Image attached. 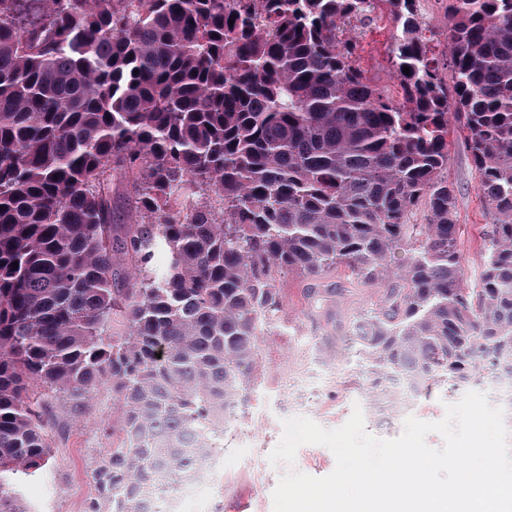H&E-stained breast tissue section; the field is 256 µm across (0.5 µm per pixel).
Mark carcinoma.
Listing matches in <instances>:
<instances>
[{"label":"carcinoma","mask_w":512,"mask_h":512,"mask_svg":"<svg viewBox=\"0 0 512 512\" xmlns=\"http://www.w3.org/2000/svg\"><path fill=\"white\" fill-rule=\"evenodd\" d=\"M381 3L399 102L355 59ZM447 13L441 60L417 0H0V512H28L20 480L52 460L29 389L79 413L104 377L120 416L85 512H158L288 322L289 274L312 305L338 269L385 281L350 335L375 370L512 374V0ZM451 115L494 216L477 288ZM117 172L140 218L120 239Z\"/></svg>","instance_id":"carcinoma-1"}]
</instances>
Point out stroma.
Masks as SVG:
<instances>
[{
    "label": "stroma",
    "mask_w": 512,
    "mask_h": 512,
    "mask_svg": "<svg viewBox=\"0 0 512 512\" xmlns=\"http://www.w3.org/2000/svg\"><path fill=\"white\" fill-rule=\"evenodd\" d=\"M395 29L388 20L372 25L358 40L357 64L366 82L387 88L392 97L401 90L389 58ZM448 180L456 193L460 250L468 271L466 287L476 285L481 266L480 231L491 215L478 191V175L457 132L448 136ZM379 284L347 283L323 309L309 306L305 286L293 275L282 280L288 322L265 330L255 367L257 383L238 400V416L216 434L210 466L191 485H177L167 494L163 512H229L232 501H244L248 512H273L272 492L286 468L268 456L283 435V419L302 416L325 429L343 426L362 401L365 371L344 360L349 329L358 312L377 298ZM321 347L336 366L332 382L321 385L304 377L311 347ZM118 402L110 381H102L93 406L80 420L55 401L46 417L52 426L51 464L19 484L30 512H84L95 490L88 474L91 464L112 446V422Z\"/></svg>",
    "instance_id": "35a3bbf8"
}]
</instances>
